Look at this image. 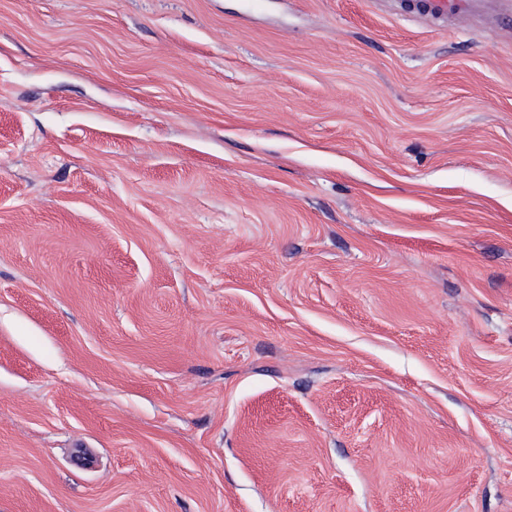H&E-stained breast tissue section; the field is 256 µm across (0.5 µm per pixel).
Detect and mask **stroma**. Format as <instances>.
Returning a JSON list of instances; mask_svg holds the SVG:
<instances>
[{
    "mask_svg": "<svg viewBox=\"0 0 512 512\" xmlns=\"http://www.w3.org/2000/svg\"><path fill=\"white\" fill-rule=\"evenodd\" d=\"M0 512H512V10L0 0Z\"/></svg>",
    "mask_w": 512,
    "mask_h": 512,
    "instance_id": "obj_1",
    "label": "stroma"
}]
</instances>
